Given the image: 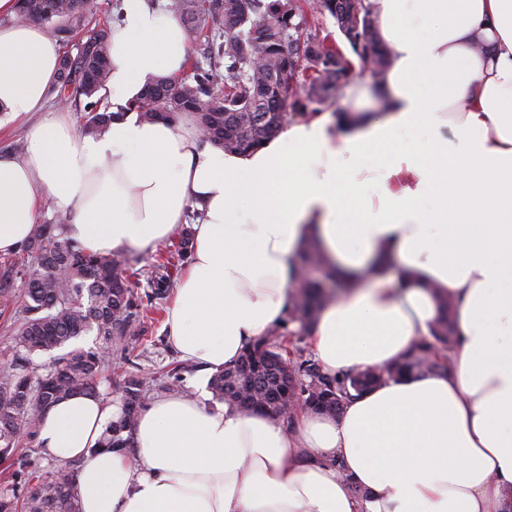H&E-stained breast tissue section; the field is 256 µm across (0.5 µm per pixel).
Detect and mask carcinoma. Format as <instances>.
Listing matches in <instances>:
<instances>
[{"label": "carcinoma", "mask_w": 512, "mask_h": 512, "mask_svg": "<svg viewBox=\"0 0 512 512\" xmlns=\"http://www.w3.org/2000/svg\"><path fill=\"white\" fill-rule=\"evenodd\" d=\"M13 20L35 22L61 40L83 34L81 51L62 57L55 100L80 112L85 131L102 133L112 113L101 94L109 74L110 21L90 24L89 0H17ZM358 10L360 29H338L359 63L380 78L389 64L374 26L370 0H169L194 52L188 55L191 77H159L134 99L141 120H175L194 115L202 140L229 153H246L275 137L288 117L305 118L330 107L336 85L353 71V62L330 35L320 36L311 17L327 13L349 19ZM318 43L316 57L293 53L298 36ZM190 231L179 234L176 249L159 255L145 271L144 297L128 283L129 260L119 253L94 255L70 238L64 225L36 224L20 252L0 256V292L16 282L23 287V315L12 343L19 355L0 368V463L18 462L29 469L24 495L0 491V512H80L74 494V470L62 464L43 475L33 469L28 450L38 443L40 414L74 394L98 393V375L115 345L125 356L135 346L127 340L144 317L147 304L162 300L174 283L176 262L188 259ZM314 266L320 276L304 269ZM355 281L340 277L311 240L299 256L298 274L288 285V309L269 333L245 348L231 365L218 370L210 388L216 398L244 413L261 412L272 420L284 417L291 401L314 411L334 414L339 403L377 383L403 373L448 372L457 348L450 303L431 336L402 359L381 369L330 375L301 346L319 312ZM95 336L98 345L74 342ZM57 352L40 376L29 371L32 355ZM122 416L105 430L106 448H130L138 413L144 407L143 378L126 376L119 386Z\"/></svg>", "instance_id": "carcinoma-1"}]
</instances>
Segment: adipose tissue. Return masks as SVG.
<instances>
[{
	"label": "adipose tissue",
	"mask_w": 512,
	"mask_h": 512,
	"mask_svg": "<svg viewBox=\"0 0 512 512\" xmlns=\"http://www.w3.org/2000/svg\"><path fill=\"white\" fill-rule=\"evenodd\" d=\"M372 3L390 55L383 111L315 114L238 154L190 119L147 123L132 108L146 83L187 65L180 21L151 0L120 2L104 90L115 116L100 134L47 112L60 43L0 0V126L47 114L21 153H0L1 255L27 244L46 204L93 254L152 251L190 228L166 326L203 372L284 316L312 239L357 280L311 330L324 372L400 359L446 299L458 336L450 372L379 384L337 416L299 411L287 430L158 397L130 456L100 445L118 403L58 401L38 441L79 462L80 512H512V0ZM403 131L413 144L400 151ZM367 153L373 166L359 165Z\"/></svg>",
	"instance_id": "adipose-tissue-1"
}]
</instances>
